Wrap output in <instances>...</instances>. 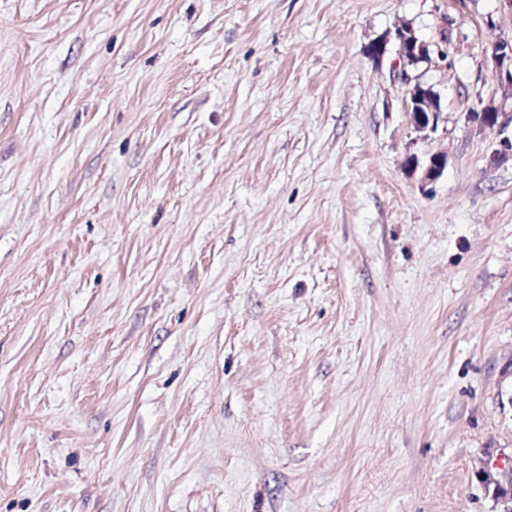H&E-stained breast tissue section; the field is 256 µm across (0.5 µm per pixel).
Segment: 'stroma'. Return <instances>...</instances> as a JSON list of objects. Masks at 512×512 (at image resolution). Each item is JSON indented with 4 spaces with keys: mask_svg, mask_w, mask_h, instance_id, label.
<instances>
[{
    "mask_svg": "<svg viewBox=\"0 0 512 512\" xmlns=\"http://www.w3.org/2000/svg\"><path fill=\"white\" fill-rule=\"evenodd\" d=\"M398 22L448 27L424 142ZM511 38L503 0H0V512H491L512 161L464 114ZM404 168L412 175L420 169L422 186L433 184L442 177L445 171V152L436 151L424 159L419 158L416 154H410L405 159Z\"/></svg>",
    "mask_w": 512,
    "mask_h": 512,
    "instance_id": "35a3bbf8",
    "label": "stroma"
}]
</instances>
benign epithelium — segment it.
Wrapping results in <instances>:
<instances>
[{"label": "benign epithelium", "instance_id": "7a95c632", "mask_svg": "<svg viewBox=\"0 0 512 512\" xmlns=\"http://www.w3.org/2000/svg\"><path fill=\"white\" fill-rule=\"evenodd\" d=\"M394 42L398 63L397 75L405 90L407 116L415 139L432 138L444 122L441 99L437 92L425 87L418 76L411 75L415 61L423 59L428 62L431 54L443 58L448 47V25L441 26L439 39L430 44L419 39L414 29L406 23H398L387 35L370 44L369 54L381 58L387 51V44ZM491 61L495 67L502 97L512 100V39L496 43L492 49ZM465 122L481 132L487 128L497 127L501 130L512 126V112H504L501 108L483 103L477 99L474 106L465 114ZM404 168L410 174L421 172V184H433L439 180L446 168V155L436 151L421 159L415 154L406 157ZM484 478L480 482L485 494L491 498L497 512H512V465H486L481 471Z\"/></svg>", "mask_w": 512, "mask_h": 512}]
</instances>
